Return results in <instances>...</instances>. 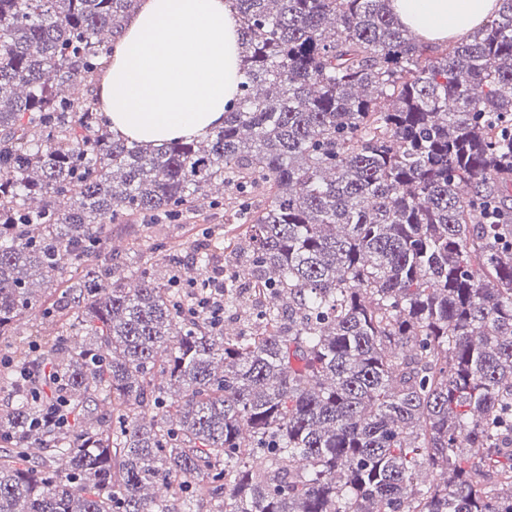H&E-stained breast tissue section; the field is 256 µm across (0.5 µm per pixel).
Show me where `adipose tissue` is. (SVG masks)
Instances as JSON below:
<instances>
[{
	"instance_id": "1",
	"label": "adipose tissue",
	"mask_w": 512,
	"mask_h": 512,
	"mask_svg": "<svg viewBox=\"0 0 512 512\" xmlns=\"http://www.w3.org/2000/svg\"><path fill=\"white\" fill-rule=\"evenodd\" d=\"M429 43L460 39L498 0H388ZM239 46L231 0H140L117 36L102 78L113 133L145 144L205 136L223 125L237 88Z\"/></svg>"
}]
</instances>
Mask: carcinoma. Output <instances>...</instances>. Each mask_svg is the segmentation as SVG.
Returning a JSON list of instances; mask_svg holds the SVG:
<instances>
[{
  "label": "carcinoma",
  "instance_id": "obj_1",
  "mask_svg": "<svg viewBox=\"0 0 512 512\" xmlns=\"http://www.w3.org/2000/svg\"><path fill=\"white\" fill-rule=\"evenodd\" d=\"M138 2L0 0V336L59 323L0 371V512H512V0L444 46L384 0H233L224 125L157 148L96 90ZM205 200L244 286L214 236L129 287L111 225Z\"/></svg>",
  "mask_w": 512,
  "mask_h": 512
}]
</instances>
